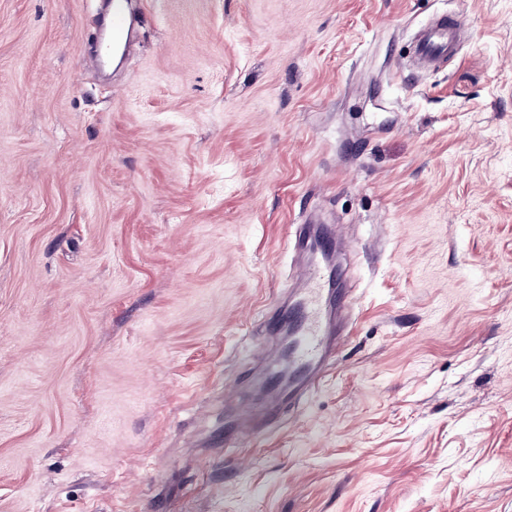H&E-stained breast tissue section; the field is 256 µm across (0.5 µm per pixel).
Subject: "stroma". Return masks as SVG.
Instances as JSON below:
<instances>
[{
  "label": "stroma",
  "mask_w": 512,
  "mask_h": 512,
  "mask_svg": "<svg viewBox=\"0 0 512 512\" xmlns=\"http://www.w3.org/2000/svg\"><path fill=\"white\" fill-rule=\"evenodd\" d=\"M104 2L0 0V512H512V0H144L106 76ZM314 208L346 343L225 448ZM466 26L467 24L450 15L439 16L418 43L416 48L418 56L434 64L447 61L448 54L452 50V38Z\"/></svg>",
  "instance_id": "stroma-1"
}]
</instances>
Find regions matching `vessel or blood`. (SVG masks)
Segmentation results:
<instances>
[{"label":"vessel or blood","mask_w":512,"mask_h":512,"mask_svg":"<svg viewBox=\"0 0 512 512\" xmlns=\"http://www.w3.org/2000/svg\"><path fill=\"white\" fill-rule=\"evenodd\" d=\"M106 23L112 31L114 53L126 55L137 24L131 0H111ZM464 27V22L452 16H439L418 43V56L436 64L447 61L452 39ZM312 246L325 259L308 273L298 301L290 309H279L272 315L277 327L287 328L288 341L267 355L264 397L261 402L239 407L224 431L225 447H238L276 425L284 406L300 400L314 388L344 344L343 335L337 333L333 324L332 297L336 281L333 258L346 244L337 227L324 226L314 236Z\"/></svg>","instance_id":"b4317fda"}]
</instances>
